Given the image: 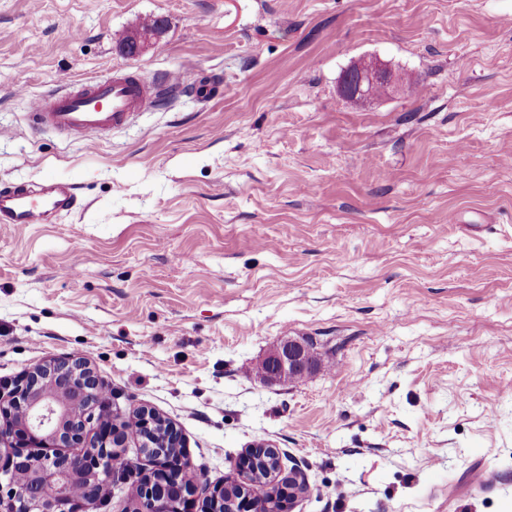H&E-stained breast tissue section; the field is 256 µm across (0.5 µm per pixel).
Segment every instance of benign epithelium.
<instances>
[{
    "label": "benign epithelium",
    "mask_w": 512,
    "mask_h": 512,
    "mask_svg": "<svg viewBox=\"0 0 512 512\" xmlns=\"http://www.w3.org/2000/svg\"><path fill=\"white\" fill-rule=\"evenodd\" d=\"M395 84L393 71L376 58L354 64L340 93L350 100L375 99ZM269 381L290 380L315 370L316 356L305 342L288 340L265 358ZM95 371L81 357L55 358L32 368L26 378L0 391V457L9 482L0 484V512H95L102 490L116 470L126 428L116 415L104 417ZM76 448V453H61ZM157 478L143 482L132 512H180L193 493L194 471L182 455L154 457ZM309 491L295 476L288 493H275L278 509ZM241 512H271L266 499L241 490Z\"/></svg>",
    "instance_id": "7a95c632"
}]
</instances>
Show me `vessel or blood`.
Instances as JSON below:
<instances>
[{"mask_svg": "<svg viewBox=\"0 0 512 512\" xmlns=\"http://www.w3.org/2000/svg\"><path fill=\"white\" fill-rule=\"evenodd\" d=\"M153 100L151 86L138 74L111 76L40 96L32 106L37 125L91 143L125 126ZM75 187L45 179L0 187V227L9 224H50L78 210Z\"/></svg>", "mask_w": 512, "mask_h": 512, "instance_id": "b4317fda", "label": "vessel or blood"}]
</instances>
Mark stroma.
I'll use <instances>...</instances> for the list:
<instances>
[{
    "label": "stroma",
    "mask_w": 512,
    "mask_h": 512,
    "mask_svg": "<svg viewBox=\"0 0 512 512\" xmlns=\"http://www.w3.org/2000/svg\"><path fill=\"white\" fill-rule=\"evenodd\" d=\"M364 57L403 90L342 98ZM116 69L177 93L90 144L33 128ZM508 156L512 0H0V187L86 202L0 227V382L84 357L208 484L274 445L253 490L302 473L293 512H512ZM305 338L323 368L256 375Z\"/></svg>",
    "instance_id": "stroma-1"
}]
</instances>
